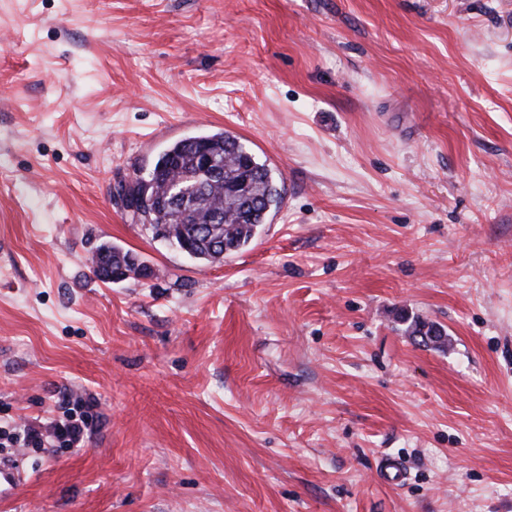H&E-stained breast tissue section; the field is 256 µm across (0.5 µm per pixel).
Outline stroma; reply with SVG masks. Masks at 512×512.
<instances>
[{
	"label": "stroma",
	"mask_w": 512,
	"mask_h": 512,
	"mask_svg": "<svg viewBox=\"0 0 512 512\" xmlns=\"http://www.w3.org/2000/svg\"><path fill=\"white\" fill-rule=\"evenodd\" d=\"M2 35L0 427L98 420L17 448L0 512H512V0H0ZM224 130L283 201L207 264L116 191ZM105 241L151 275L97 279ZM412 336L421 337L424 344H433L436 348H443L447 344L448 338L444 329L434 323L415 322L408 329ZM80 412L65 421L49 422L44 426L27 424L23 428H14L13 436L7 437V442L13 444L23 442L22 445L32 447H45V444L65 446L66 448H83L92 431L91 423L95 417V405L92 402L81 400L72 403ZM22 436V438H21ZM25 481L19 467L11 460L0 462V499L5 500L16 495Z\"/></svg>",
	"instance_id": "1"
}]
</instances>
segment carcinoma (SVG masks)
<instances>
[{"instance_id":"carcinoma-1","label":"carcinoma","mask_w":512,"mask_h":512,"mask_svg":"<svg viewBox=\"0 0 512 512\" xmlns=\"http://www.w3.org/2000/svg\"><path fill=\"white\" fill-rule=\"evenodd\" d=\"M209 145L221 159L224 173L218 177H204L194 165L195 147ZM252 163L251 189L246 194H233L228 179L240 171L241 159ZM166 165L160 176L179 182L187 200L182 207L151 216L155 224L170 225L169 235L177 248L188 245L198 254V261L216 263L224 254L246 246L257 234L268 213L279 207L282 186L266 164L259 162L239 139L224 131L189 136L172 143L159 157ZM142 274V263L128 250L111 243H103L95 250L91 268L100 280L114 274L119 268ZM408 332L421 337V342L443 348L448 338L444 329L433 323L416 322Z\"/></svg>"}]
</instances>
